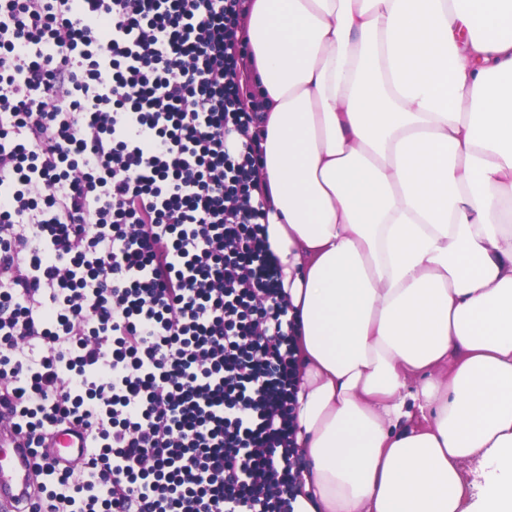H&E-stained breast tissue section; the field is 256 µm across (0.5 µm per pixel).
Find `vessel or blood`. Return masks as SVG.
I'll list each match as a JSON object with an SVG mask.
<instances>
[{"mask_svg": "<svg viewBox=\"0 0 512 512\" xmlns=\"http://www.w3.org/2000/svg\"><path fill=\"white\" fill-rule=\"evenodd\" d=\"M87 432L65 423L49 436L46 457H36L25 435L12 428L0 427V512H37L42 501L37 492L40 465L77 468L85 459Z\"/></svg>", "mask_w": 512, "mask_h": 512, "instance_id": "vessel-or-blood-1", "label": "vessel or blood"}]
</instances>
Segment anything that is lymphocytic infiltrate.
Segmentation results:
<instances>
[{
    "label": "lymphocytic infiltrate",
    "mask_w": 512,
    "mask_h": 512,
    "mask_svg": "<svg viewBox=\"0 0 512 512\" xmlns=\"http://www.w3.org/2000/svg\"><path fill=\"white\" fill-rule=\"evenodd\" d=\"M244 4L0 0V415L92 434L43 512H291Z\"/></svg>",
    "instance_id": "lymphocytic-infiltrate-1"
}]
</instances>
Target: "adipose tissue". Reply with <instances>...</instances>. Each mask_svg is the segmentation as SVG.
Here are the masks:
<instances>
[{
    "label": "adipose tissue",
    "mask_w": 512,
    "mask_h": 512,
    "mask_svg": "<svg viewBox=\"0 0 512 512\" xmlns=\"http://www.w3.org/2000/svg\"><path fill=\"white\" fill-rule=\"evenodd\" d=\"M293 512H512V0H249Z\"/></svg>",
    "instance_id": "obj_1"
}]
</instances>
